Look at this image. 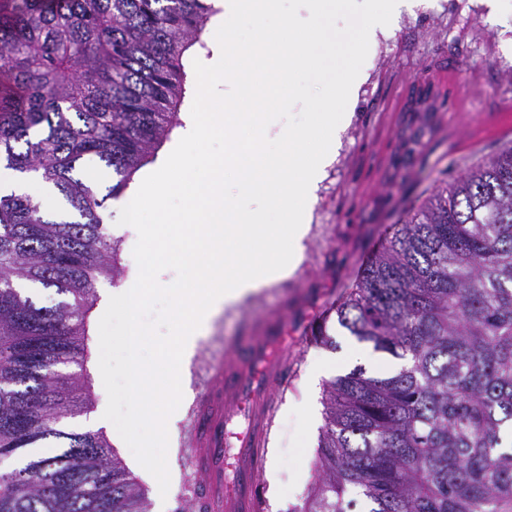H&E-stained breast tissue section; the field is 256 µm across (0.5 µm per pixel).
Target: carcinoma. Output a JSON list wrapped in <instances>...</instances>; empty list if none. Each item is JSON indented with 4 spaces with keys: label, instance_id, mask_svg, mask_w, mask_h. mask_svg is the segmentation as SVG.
I'll return each mask as SVG.
<instances>
[{
    "label": "carcinoma",
    "instance_id": "cac0c4a2",
    "mask_svg": "<svg viewBox=\"0 0 512 512\" xmlns=\"http://www.w3.org/2000/svg\"><path fill=\"white\" fill-rule=\"evenodd\" d=\"M203 0H0V164L41 174L63 214L0 194V512H146L143 489L73 414L86 321L117 242L101 209L181 125ZM94 158L117 182L79 176ZM23 277L60 300L38 305ZM338 324L405 364L330 382L316 478L291 512H512V146L408 211L336 306Z\"/></svg>",
    "mask_w": 512,
    "mask_h": 512
}]
</instances>
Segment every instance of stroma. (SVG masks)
<instances>
[{
	"mask_svg": "<svg viewBox=\"0 0 512 512\" xmlns=\"http://www.w3.org/2000/svg\"><path fill=\"white\" fill-rule=\"evenodd\" d=\"M365 75L350 119L333 139L317 184L295 273L218 314L182 378L183 399L168 445L175 512H198L187 489L186 420L209 370L224 364V344L249 322L288 309L289 368L268 446L274 472H263L262 512H291L314 481L317 450L302 453L306 407L322 409L323 387L309 383L313 359L334 341L345 355L355 336L335 308L380 241L406 209L483 159L512 145V0H420L402 8L369 40Z\"/></svg>",
	"mask_w": 512,
	"mask_h": 512,
	"instance_id": "35a3bbf8",
	"label": "stroma"
}]
</instances>
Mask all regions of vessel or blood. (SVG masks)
Masks as SVG:
<instances>
[{
	"mask_svg": "<svg viewBox=\"0 0 512 512\" xmlns=\"http://www.w3.org/2000/svg\"><path fill=\"white\" fill-rule=\"evenodd\" d=\"M283 318L248 326L226 343L224 365L211 371L188 420L200 512H261L260 481L276 406L275 390L288 382V358L277 353Z\"/></svg>",
	"mask_w": 512,
	"mask_h": 512,
	"instance_id": "b4317fda",
	"label": "vessel or blood"
}]
</instances>
